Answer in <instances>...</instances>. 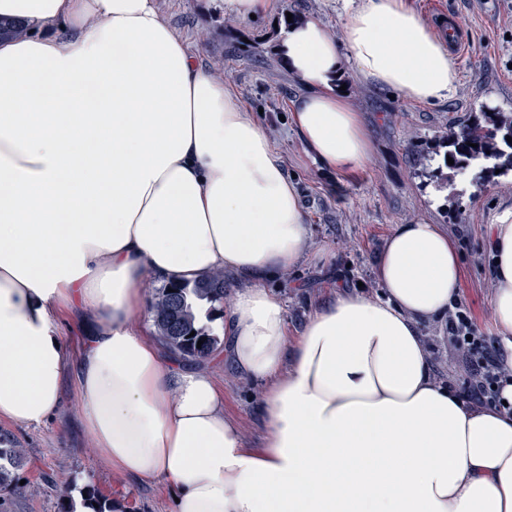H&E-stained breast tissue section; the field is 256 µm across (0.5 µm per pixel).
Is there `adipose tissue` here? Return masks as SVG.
<instances>
[{
  "label": "adipose tissue",
  "instance_id": "ef3b65f1",
  "mask_svg": "<svg viewBox=\"0 0 512 512\" xmlns=\"http://www.w3.org/2000/svg\"><path fill=\"white\" fill-rule=\"evenodd\" d=\"M0 420L38 427L65 376L103 468L170 487L175 512H512V414L436 380L419 325L458 299L437 225H397L377 297L338 291L288 334L267 283L306 257L294 183L264 126L168 23L158 0H0ZM343 41L315 20L279 52L305 86L292 123L324 167L364 170L370 135L337 84L345 64L414 101L459 73L407 0H345ZM493 322L512 367V206L491 220ZM224 270L227 357L264 383L258 446L206 370L133 318L143 282ZM83 313L78 352L58 320Z\"/></svg>",
  "mask_w": 512,
  "mask_h": 512
}]
</instances>
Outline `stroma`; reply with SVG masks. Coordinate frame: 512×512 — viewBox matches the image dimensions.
I'll return each mask as SVG.
<instances>
[{"label": "stroma", "instance_id": "stroma-1", "mask_svg": "<svg viewBox=\"0 0 512 512\" xmlns=\"http://www.w3.org/2000/svg\"><path fill=\"white\" fill-rule=\"evenodd\" d=\"M410 3L424 17L432 6L445 8L465 29L469 47L457 56L456 93L424 103L346 73L342 82L371 134L372 153L366 170L344 177L321 166L288 122L303 89L277 53L287 13L318 20L328 35L342 39V0H277L274 12L254 20L228 13L224 0H160L170 25L199 47L201 63L223 76L247 111L258 114L285 173L294 178L309 227L308 257L270 283L284 302L289 336H298L310 310L337 290L358 287L379 295L375 267L387 238L396 225L421 220L448 232L463 257L460 299L486 335L495 333L486 235L495 211L512 204V173L474 168L460 177L444 166L422 168L420 161L434 147L435 135L468 112L487 106L512 112V0ZM206 363L224 392L225 413L248 445H258L262 425L256 406L264 386L219 354ZM80 406L67 381L60 413L42 427L0 421V430L27 450L16 491L0 502V512H58L71 481L94 487L122 512H171L170 490L138 486L98 465L93 441L80 424Z\"/></svg>", "mask_w": 512, "mask_h": 512}]
</instances>
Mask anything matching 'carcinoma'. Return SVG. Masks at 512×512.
Masks as SVG:
<instances>
[{"mask_svg": "<svg viewBox=\"0 0 512 512\" xmlns=\"http://www.w3.org/2000/svg\"><path fill=\"white\" fill-rule=\"evenodd\" d=\"M512 113L483 110L470 112L448 133L438 137L437 146L447 148L444 157L454 160L451 169L463 173L472 167L504 168L512 171ZM210 305L208 317L224 306V270L214 271L207 278L188 285H165L155 289L152 301L154 325L164 343L175 353L204 360L213 352L218 338L201 323V303ZM203 344H198V341ZM27 451L8 433L0 432V490L15 484L14 472L26 462ZM81 498L84 512H113L112 502L92 487H84Z\"/></svg>", "mask_w": 512, "mask_h": 512, "instance_id": "1", "label": "carcinoma"}]
</instances>
